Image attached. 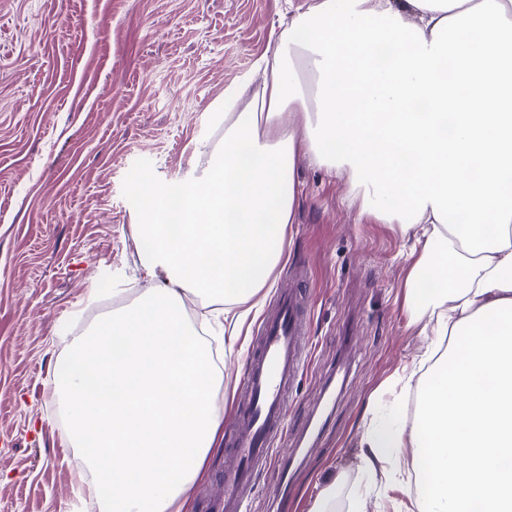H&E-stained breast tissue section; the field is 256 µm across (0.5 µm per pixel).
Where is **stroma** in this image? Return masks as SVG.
<instances>
[{
	"mask_svg": "<svg viewBox=\"0 0 512 512\" xmlns=\"http://www.w3.org/2000/svg\"><path fill=\"white\" fill-rule=\"evenodd\" d=\"M303 0H0V512H97L64 439L53 377L69 342L133 305L150 281L132 227L137 185L205 178L224 147L226 89ZM291 244L222 368L229 420L260 319L305 281L309 351L288 390L276 455L302 464L282 490L257 477L248 512H336L363 487V417L407 422L396 372L422 353L400 298L413 242L349 206L346 174L303 160Z\"/></svg>",
	"mask_w": 512,
	"mask_h": 512,
	"instance_id": "35a3bbf8",
	"label": "stroma"
}]
</instances>
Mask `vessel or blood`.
Returning a JSON list of instances; mask_svg holds the SVG:
<instances>
[{
	"mask_svg": "<svg viewBox=\"0 0 512 512\" xmlns=\"http://www.w3.org/2000/svg\"><path fill=\"white\" fill-rule=\"evenodd\" d=\"M304 327L297 288L282 289L274 311L261 323L235 400L232 448L213 498L214 512H245L257 471L272 460L274 438L286 419L284 390L306 361L299 344Z\"/></svg>",
	"mask_w": 512,
	"mask_h": 512,
	"instance_id": "obj_1",
	"label": "vessel or blood"
}]
</instances>
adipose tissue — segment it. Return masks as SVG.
I'll use <instances>...</instances> for the list:
<instances>
[{
  "label": "adipose tissue",
  "mask_w": 512,
  "mask_h": 512,
  "mask_svg": "<svg viewBox=\"0 0 512 512\" xmlns=\"http://www.w3.org/2000/svg\"><path fill=\"white\" fill-rule=\"evenodd\" d=\"M260 66L224 95L204 180L135 189L141 264L164 280L75 338L54 379L89 496L191 512L223 374L183 299L219 295L233 347L289 245L306 157L346 171L362 212L421 229L403 303L419 335L448 340L403 368L410 427H367L366 492L385 499L409 469L413 512H512V0H303Z\"/></svg>",
  "instance_id": "ef3b65f1"
}]
</instances>
